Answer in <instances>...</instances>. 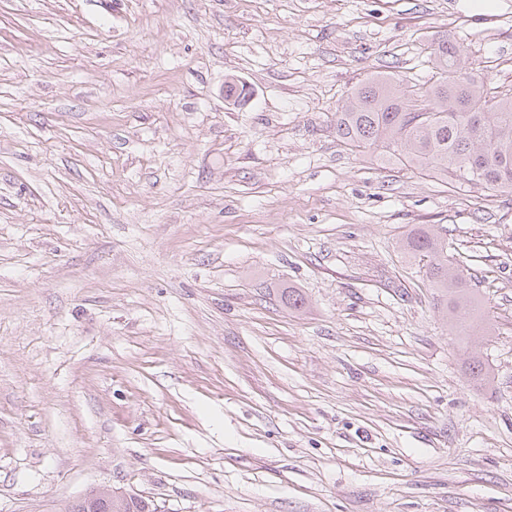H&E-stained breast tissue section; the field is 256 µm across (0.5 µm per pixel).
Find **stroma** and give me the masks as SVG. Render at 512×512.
<instances>
[{
  "mask_svg": "<svg viewBox=\"0 0 512 512\" xmlns=\"http://www.w3.org/2000/svg\"><path fill=\"white\" fill-rule=\"evenodd\" d=\"M444 38L512 89V0H0V512H512V193L336 135ZM404 253L412 262L422 263L431 288L447 303L451 330L463 335L465 323L477 304V291L471 279L454 264L448 255L445 236L422 224L413 229L404 244ZM87 497V496H86ZM86 497L77 501L70 507V512H112V506L115 511L113 512H151V504L144 498L131 500L126 502L120 497L115 498L113 505L114 493L112 489L101 488L93 492L91 500H88L89 504H92V510H84V504L86 503Z\"/></svg>",
  "mask_w": 512,
  "mask_h": 512,
  "instance_id": "35a3bbf8",
  "label": "stroma"
}]
</instances>
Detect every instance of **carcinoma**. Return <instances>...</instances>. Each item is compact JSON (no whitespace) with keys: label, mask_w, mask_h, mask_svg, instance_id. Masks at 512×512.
Returning a JSON list of instances; mask_svg holds the SVG:
<instances>
[{"label":"carcinoma","mask_w":512,"mask_h":512,"mask_svg":"<svg viewBox=\"0 0 512 512\" xmlns=\"http://www.w3.org/2000/svg\"><path fill=\"white\" fill-rule=\"evenodd\" d=\"M464 46L446 38L427 48L436 79L402 86L374 75L336 112V135L352 152L383 148L423 176L448 174L471 185L512 192V90L490 96L462 71ZM404 253L425 267L430 286L447 303L451 330L462 334L477 304L471 280L448 255L445 236L422 224ZM115 512H151L143 498H115Z\"/></svg>","instance_id":"carcinoma-1"}]
</instances>
